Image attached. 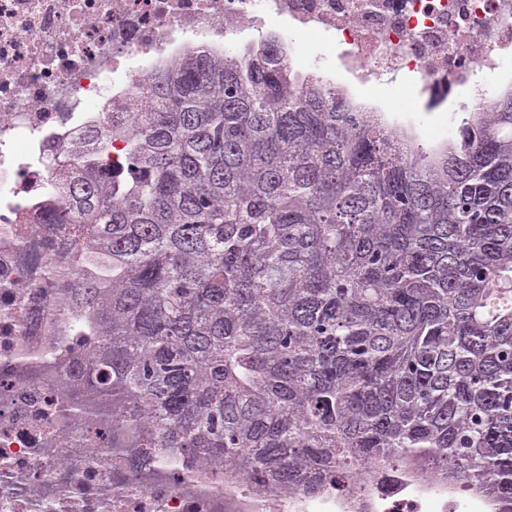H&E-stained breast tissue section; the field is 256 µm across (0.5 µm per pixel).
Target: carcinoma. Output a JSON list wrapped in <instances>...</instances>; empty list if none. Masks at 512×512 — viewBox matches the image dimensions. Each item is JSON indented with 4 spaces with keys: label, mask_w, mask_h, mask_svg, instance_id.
Listing matches in <instances>:
<instances>
[{
    "label": "carcinoma",
    "mask_w": 512,
    "mask_h": 512,
    "mask_svg": "<svg viewBox=\"0 0 512 512\" xmlns=\"http://www.w3.org/2000/svg\"><path fill=\"white\" fill-rule=\"evenodd\" d=\"M280 52L188 48L48 168L97 384L260 486L413 458L512 512V90L426 149Z\"/></svg>",
    "instance_id": "carcinoma-1"
}]
</instances>
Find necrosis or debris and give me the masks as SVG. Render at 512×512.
<instances>
[{
	"label": "necrosis or debris",
	"mask_w": 512,
	"mask_h": 512,
	"mask_svg": "<svg viewBox=\"0 0 512 512\" xmlns=\"http://www.w3.org/2000/svg\"><path fill=\"white\" fill-rule=\"evenodd\" d=\"M247 31L325 35L359 85L417 80L444 112L478 75L512 83V0H0V512H500L431 464L410 462L304 497L233 469L150 448L117 424L121 394L89 373L93 336L63 316L74 243L48 230V156L98 113L140 95L185 47L220 52ZM28 154H16L17 144Z\"/></svg>",
	"instance_id": "obj_1"
}]
</instances>
